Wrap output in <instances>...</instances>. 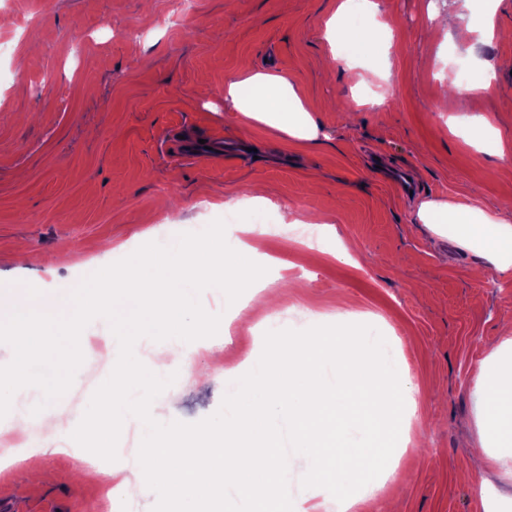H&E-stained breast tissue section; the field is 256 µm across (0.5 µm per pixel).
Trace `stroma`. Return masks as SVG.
I'll list each match as a JSON object with an SVG mask.
<instances>
[{
    "instance_id": "1",
    "label": "stroma",
    "mask_w": 512,
    "mask_h": 512,
    "mask_svg": "<svg viewBox=\"0 0 512 512\" xmlns=\"http://www.w3.org/2000/svg\"><path fill=\"white\" fill-rule=\"evenodd\" d=\"M378 44L342 35L332 57L324 23L336 0H0V296L28 282L62 295L101 265L141 245L202 231L235 201L238 226L259 220L246 243L270 258L273 307L232 313L222 291L204 290L220 315L195 374L162 397L161 422L195 423L216 412L228 389L259 360V334L315 325L368 324L385 338L420 393L405 453L377 494H355L350 512H484L489 497L512 504V475L496 463L470 476L481 440L476 381L482 361L512 321V271H498L474 246L417 219L421 201H495L512 222V0H495L491 43L449 41L429 11L453 0H377ZM388 51V78L370 66ZM363 61L358 78L344 57ZM496 77L461 97L485 62ZM293 74L328 141L272 146L263 126H240L224 106V80L253 68ZM384 95L379 107L340 101ZM478 116L499 132L504 152H481L450 124ZM219 136L247 151L214 159L176 156L179 137ZM407 166L419 187L401 199L371 160ZM262 184L271 209L248 208ZM100 381L79 375L66 414L47 445L36 442L40 480L18 484V464L0 465V501L15 512H151L155 496L129 508L115 498L127 468L75 474L83 466L70 435Z\"/></svg>"
}]
</instances>
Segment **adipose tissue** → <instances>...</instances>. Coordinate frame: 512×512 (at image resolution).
<instances>
[{
  "label": "adipose tissue",
  "mask_w": 512,
  "mask_h": 512,
  "mask_svg": "<svg viewBox=\"0 0 512 512\" xmlns=\"http://www.w3.org/2000/svg\"><path fill=\"white\" fill-rule=\"evenodd\" d=\"M224 103L238 112L242 125H265L282 140L305 144L321 141L320 129L305 105L298 80L270 69L233 75L224 82ZM471 210L464 204L422 202L417 217L424 224H453L458 233L476 240L488 254L499 258L500 271L512 270V223L493 210L472 223ZM493 356L499 368L481 370L477 391L482 407V425L500 448H512V336L505 337Z\"/></svg>",
  "instance_id": "ef3b65f1"
}]
</instances>
